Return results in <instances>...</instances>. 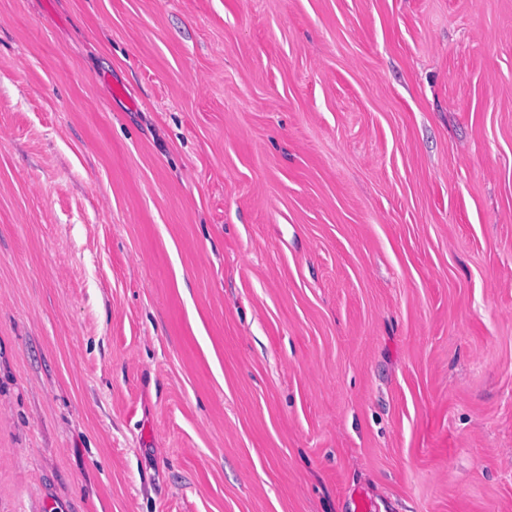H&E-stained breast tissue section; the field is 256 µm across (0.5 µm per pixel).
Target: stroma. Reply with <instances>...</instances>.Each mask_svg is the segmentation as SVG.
I'll return each instance as SVG.
<instances>
[{
	"mask_svg": "<svg viewBox=\"0 0 512 512\" xmlns=\"http://www.w3.org/2000/svg\"><path fill=\"white\" fill-rule=\"evenodd\" d=\"M512 512V0H0V512Z\"/></svg>",
	"mask_w": 512,
	"mask_h": 512,
	"instance_id": "1",
	"label": "stroma"
}]
</instances>
